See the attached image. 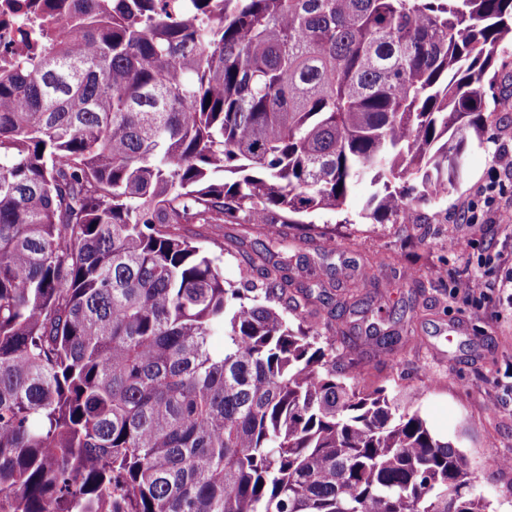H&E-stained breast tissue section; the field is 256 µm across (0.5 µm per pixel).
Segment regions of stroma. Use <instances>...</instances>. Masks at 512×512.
<instances>
[{"mask_svg": "<svg viewBox=\"0 0 512 512\" xmlns=\"http://www.w3.org/2000/svg\"><path fill=\"white\" fill-rule=\"evenodd\" d=\"M487 103L493 116L482 140L469 145L462 177L442 199L421 204L413 223L363 221L370 188L360 184L342 209L315 216L331 237L311 241L299 232L290 248L340 282L355 261L384 256L351 322L363 335L396 315L411 343L391 361L370 358L360 386L406 390L430 429L462 451L474 490L492 512H512V473L486 463L494 452L512 453V301L503 297L512 282V216H500L512 206V182L497 206L482 208L478 223L460 220L464 207L479 205L477 190L492 180L499 146L512 147V65L497 70ZM476 278L483 293L464 298ZM418 282L425 291L417 298ZM491 398L493 413L486 409Z\"/></svg>", "mask_w": 512, "mask_h": 512, "instance_id": "35a3bbf8", "label": "stroma"}]
</instances>
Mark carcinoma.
I'll return each instance as SVG.
<instances>
[{"label": "carcinoma", "instance_id": "carcinoma-1", "mask_svg": "<svg viewBox=\"0 0 512 512\" xmlns=\"http://www.w3.org/2000/svg\"><path fill=\"white\" fill-rule=\"evenodd\" d=\"M45 23L0 72V512H488L458 448L358 387L370 267L338 299L287 248L363 181L395 224L444 196L512 0H50ZM226 224L268 240L224 232L245 288L197 244Z\"/></svg>", "mask_w": 512, "mask_h": 512}]
</instances>
